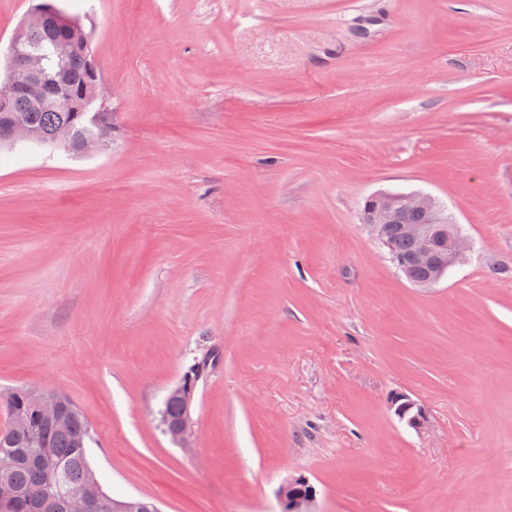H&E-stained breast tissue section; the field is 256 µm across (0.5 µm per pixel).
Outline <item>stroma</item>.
Segmentation results:
<instances>
[{
    "label": "stroma",
    "instance_id": "35a3bbf8",
    "mask_svg": "<svg viewBox=\"0 0 512 512\" xmlns=\"http://www.w3.org/2000/svg\"><path fill=\"white\" fill-rule=\"evenodd\" d=\"M99 151L0 148V393L47 387L162 512H512V0H61ZM432 195L473 241L410 283L362 220ZM211 351L193 442L159 411ZM424 405L414 431L388 407ZM316 491L305 477L299 476L282 484L278 490L283 505L282 512H314L310 505Z\"/></svg>",
    "mask_w": 512,
    "mask_h": 512
}]
</instances>
